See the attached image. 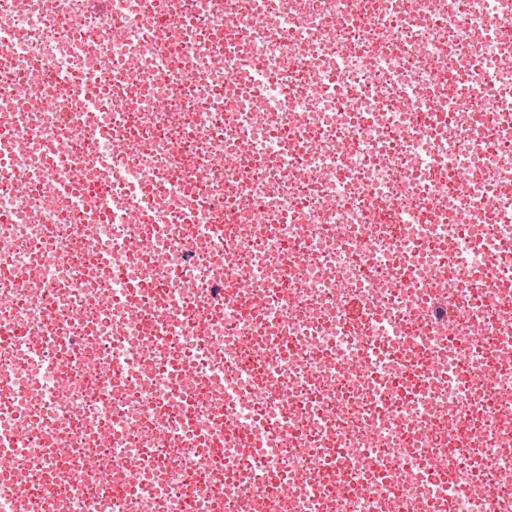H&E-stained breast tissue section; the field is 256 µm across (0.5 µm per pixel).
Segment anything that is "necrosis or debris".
<instances>
[{
	"mask_svg": "<svg viewBox=\"0 0 512 512\" xmlns=\"http://www.w3.org/2000/svg\"><path fill=\"white\" fill-rule=\"evenodd\" d=\"M507 54L512 0H0V499L41 502L39 473L49 512H507L512 372L482 378L512 350ZM150 185L171 198L99 223ZM146 231L175 276L113 278ZM460 260L490 277L431 279ZM226 407L248 436L216 452Z\"/></svg>",
	"mask_w": 512,
	"mask_h": 512,
	"instance_id": "4bbe7bcc",
	"label": "necrosis or debris"
}]
</instances>
